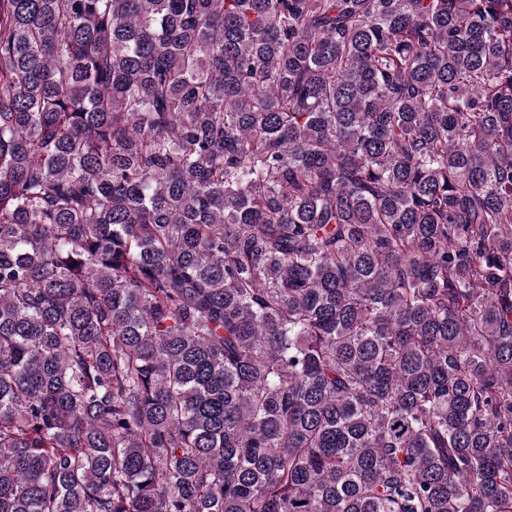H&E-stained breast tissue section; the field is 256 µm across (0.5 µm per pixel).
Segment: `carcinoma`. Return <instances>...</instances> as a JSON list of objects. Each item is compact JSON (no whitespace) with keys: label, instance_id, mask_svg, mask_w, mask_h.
Masks as SVG:
<instances>
[{"label":"carcinoma","instance_id":"1","mask_svg":"<svg viewBox=\"0 0 512 512\" xmlns=\"http://www.w3.org/2000/svg\"><path fill=\"white\" fill-rule=\"evenodd\" d=\"M0 512H512V0H0Z\"/></svg>","mask_w":512,"mask_h":512}]
</instances>
